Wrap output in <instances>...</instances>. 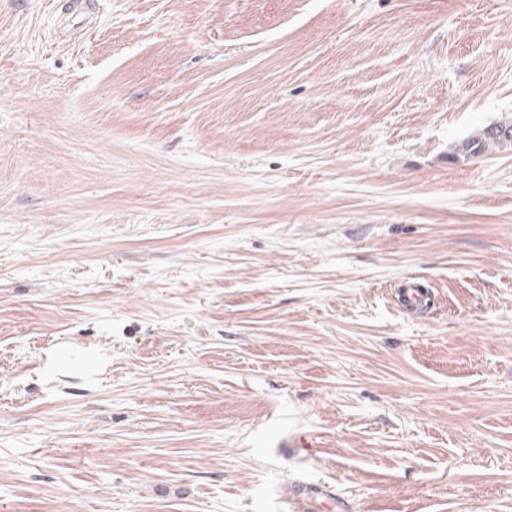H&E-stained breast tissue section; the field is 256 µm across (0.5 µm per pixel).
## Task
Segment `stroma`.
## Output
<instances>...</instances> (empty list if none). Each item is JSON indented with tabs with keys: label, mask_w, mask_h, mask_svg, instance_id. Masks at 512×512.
<instances>
[{
	"label": "stroma",
	"mask_w": 512,
	"mask_h": 512,
	"mask_svg": "<svg viewBox=\"0 0 512 512\" xmlns=\"http://www.w3.org/2000/svg\"><path fill=\"white\" fill-rule=\"evenodd\" d=\"M65 3L0 0V512H512V0ZM501 148H512V122L493 123L479 129L462 143L459 151L468 157H478ZM398 300L408 311H417L431 305L428 292L421 288L413 277L406 278L401 282L398 289ZM297 497L295 499V511L299 512H306V511H316L319 510V506L326 504L329 502L330 505L335 503L334 498L330 497L326 493L319 492L317 490H308V488L305 489H298ZM323 498V501H319V498Z\"/></svg>",
	"instance_id": "1"
}]
</instances>
